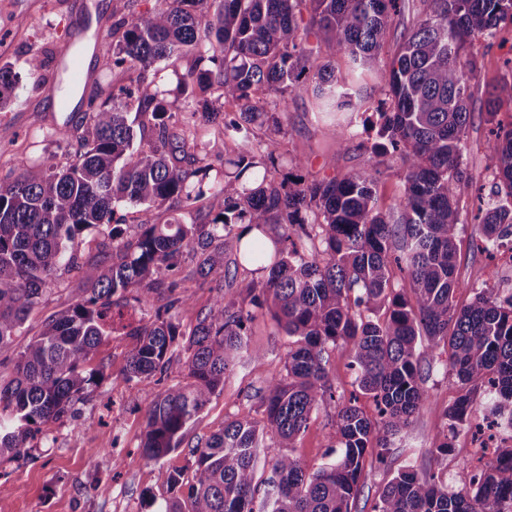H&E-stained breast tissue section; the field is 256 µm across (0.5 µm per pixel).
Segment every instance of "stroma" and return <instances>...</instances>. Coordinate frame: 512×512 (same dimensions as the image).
Returning <instances> with one entry per match:
<instances>
[{
  "mask_svg": "<svg viewBox=\"0 0 512 512\" xmlns=\"http://www.w3.org/2000/svg\"><path fill=\"white\" fill-rule=\"evenodd\" d=\"M27 0H0V64L8 62L18 75L17 100L0 110V183L14 179L18 160L39 166L46 160L66 161V145L54 127L63 123L65 113L47 109L43 86L48 81L53 47L66 26V0H42L40 10L28 11ZM512 43V26L500 28L493 43L477 40L479 72L473 83L467 154L464 169L471 181L468 194L461 197V229L456 238L457 273L461 282L454 294L457 306L469 305L478 288H493L499 297L512 296V264L479 249L481 227L476 220L479 201L490 200L493 176L485 168L484 152L494 121H512V112L501 110L489 119L485 91L496 86L506 73L507 58L501 47ZM39 55L44 68L30 72L25 61ZM92 79L88 86L70 89L59 83L60 93L70 96L86 109L100 104L99 90L112 84V41L102 38L92 53ZM317 101L311 86H304L288 100L284 119L285 135L278 147L282 155L280 176L319 181L334 175L378 167L376 185L381 207L393 205L403 194L402 165L399 159L379 157L366 148L374 139L367 130L364 139L337 146V127L315 116ZM303 159L304 167L293 164ZM335 167H328V159ZM192 262L182 264L183 293L188 307L178 315L182 332H190L198 311L208 308L216 290L203 285L192 273ZM81 286L80 275L62 270L48 284L42 302L35 307L13 342L0 348V379L11 376L21 351L38 336L50 315L64 312L75 301ZM249 352L232 365L224 376V389L212 397L188 435L189 441L209 437L233 419L262 420L257 401L246 400L273 377L284 375L289 340L278 328L267 309H257L247 325ZM135 346L132 338L113 334L102 346L98 359L106 364L103 381L85 402L79 403L76 419L43 425L41 433L22 449L20 456L0 467V512H154L156 504L169 498L170 480L182 474L191 481L192 469L187 448H180L154 461L144 458L139 445L145 431V412L151 399L164 388L187 381V355L176 350L163 382L147 380L133 384L127 380V360ZM430 372L423 384L432 402V411L421 414L414 423L393 438L387 463H380L376 452H369L359 478L357 512H370L388 481L399 469L411 467L420 478L438 476L453 489L468 487L478 455L470 449L471 436L461 430L453 441L454 450L440 459L433 448L437 433L445 423L443 413L460 395L448 368V348L430 351ZM335 410L328 407L313 413L307 429L295 441L292 453L307 470L326 463L327 433Z\"/></svg>",
  "mask_w": 512,
  "mask_h": 512,
  "instance_id": "35a3bbf8",
  "label": "stroma"
}]
</instances>
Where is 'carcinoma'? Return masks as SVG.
<instances>
[{"label": "carcinoma", "mask_w": 512, "mask_h": 512, "mask_svg": "<svg viewBox=\"0 0 512 512\" xmlns=\"http://www.w3.org/2000/svg\"><path fill=\"white\" fill-rule=\"evenodd\" d=\"M421 2L416 7L415 2ZM114 22L112 66L118 79L97 110L74 131L62 132L71 161L31 167L0 183V347L9 345L61 268L80 272L84 288L69 310L48 318L20 352L14 376L0 383V457L26 447L32 427L73 418L76 402L103 378L92 368L125 308L140 317L123 326L136 345L128 380L167 374L176 345L187 356L189 382L150 401L140 443L158 460L182 447L224 374L248 352L246 323L264 307L290 339L285 374L255 394L260 422L234 419L189 448L192 483L185 500L171 497L156 512H353L371 439L387 461L391 438L432 402L423 388L428 351L448 346V364L461 391L444 411L449 421L436 445L443 459L454 433L469 422L473 398L485 396L491 415L512 423V299L492 288L468 306L453 302L458 202L470 185L462 169L477 59L468 45L493 38L512 23V0H157ZM414 10L407 36L388 70L378 68L383 38L395 15ZM308 19H303V16ZM324 33L332 54L349 58L351 78L317 64ZM192 56L173 71L181 106L169 111L157 64ZM17 74L0 65V110L13 100ZM321 101L318 117H336L339 146L354 136L353 115L373 101L372 152L400 159L404 192L380 207L371 168L308 183L278 179L276 155L288 99L305 83ZM274 96V108L267 97ZM512 103V78L487 92V114ZM232 105L234 112L224 107ZM485 154L496 178L497 203L482 220L484 249L512 237V124H496ZM218 135L233 145L208 179L198 148ZM212 200L206 224L178 219L157 224L153 210ZM140 207L145 219L128 231L123 211ZM260 235L247 241L235 225ZM103 237L109 261L88 264L72 246L83 233ZM233 237V266L224 243ZM193 274L236 281L238 267L260 277L197 313L183 342L174 316L187 304L181 261ZM407 273L395 285L392 267ZM163 304L153 307L152 295ZM353 345L361 393L374 419L356 405L337 407L327 435L334 458L310 473L286 448L294 447L313 412L335 401L327 351ZM270 453V489L257 499L256 459ZM470 490H450L412 469L397 472L372 512H503L512 498V447L497 450Z\"/></svg>", "instance_id": "cac0c4a2"}]
</instances>
